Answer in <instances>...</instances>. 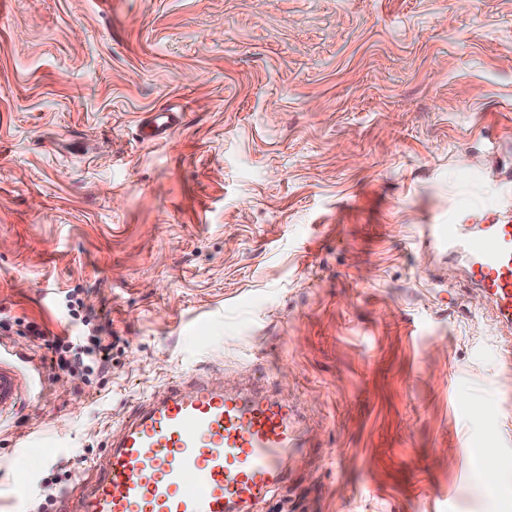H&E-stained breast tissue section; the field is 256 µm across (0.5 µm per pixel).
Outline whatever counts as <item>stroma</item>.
Returning a JSON list of instances; mask_svg holds the SVG:
<instances>
[{"label":"stroma","mask_w":512,"mask_h":512,"mask_svg":"<svg viewBox=\"0 0 512 512\" xmlns=\"http://www.w3.org/2000/svg\"><path fill=\"white\" fill-rule=\"evenodd\" d=\"M511 202L512 0H0V318L72 335L74 293L113 343L86 384L0 328L44 379L0 512H71L139 393L258 363L306 447L256 512H512L498 327L417 242Z\"/></svg>","instance_id":"stroma-1"}]
</instances>
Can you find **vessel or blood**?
<instances>
[{
  "label": "vessel or blood",
  "instance_id": "1",
  "mask_svg": "<svg viewBox=\"0 0 512 512\" xmlns=\"http://www.w3.org/2000/svg\"><path fill=\"white\" fill-rule=\"evenodd\" d=\"M419 240L464 255L469 279L509 331L498 350L512 363V217L495 209L483 224H427ZM20 362L39 372L23 353L12 363L0 360V417L21 405ZM301 422L298 405L279 394L264 369L237 390L185 373L134 400L91 475L75 478L73 512H254L287 480Z\"/></svg>",
  "mask_w": 512,
  "mask_h": 512
}]
</instances>
